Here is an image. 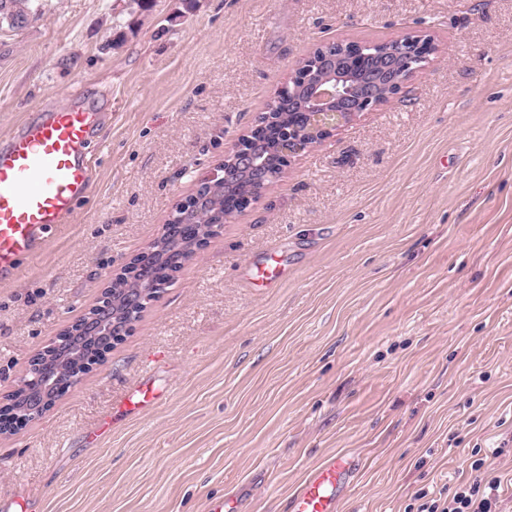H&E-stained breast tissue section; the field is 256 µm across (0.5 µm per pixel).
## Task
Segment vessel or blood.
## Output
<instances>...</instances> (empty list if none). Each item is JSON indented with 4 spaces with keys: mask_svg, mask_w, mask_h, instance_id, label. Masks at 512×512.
Segmentation results:
<instances>
[{
    "mask_svg": "<svg viewBox=\"0 0 512 512\" xmlns=\"http://www.w3.org/2000/svg\"><path fill=\"white\" fill-rule=\"evenodd\" d=\"M100 114L66 104L39 114L0 138V284L13 282L23 263L34 260L60 224L73 214L93 178L87 147ZM163 399L147 381L124 395L86 427L89 444L110 434L117 414H140ZM358 474L354 459L334 455L313 469L288 501V512H338Z\"/></svg>",
    "mask_w": 512,
    "mask_h": 512,
    "instance_id": "1",
    "label": "vessel or blood"
}]
</instances>
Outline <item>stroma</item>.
Returning a JSON list of instances; mask_svg holds the SVG:
<instances>
[{"mask_svg": "<svg viewBox=\"0 0 512 512\" xmlns=\"http://www.w3.org/2000/svg\"><path fill=\"white\" fill-rule=\"evenodd\" d=\"M0 22V135L109 113L68 225L0 285V397L152 243L323 41L423 31L405 96L290 157L43 416L0 435V512H284L349 452L340 512H417L477 474L512 512V0H33ZM276 253L287 275L253 286ZM163 403L83 429L142 376ZM483 458L474 471V458ZM31 1L0 0V20H7L12 27L16 28L26 26L29 16H33Z\"/></svg>", "mask_w": 512, "mask_h": 512, "instance_id": "35a3bbf8", "label": "stroma"}]
</instances>
